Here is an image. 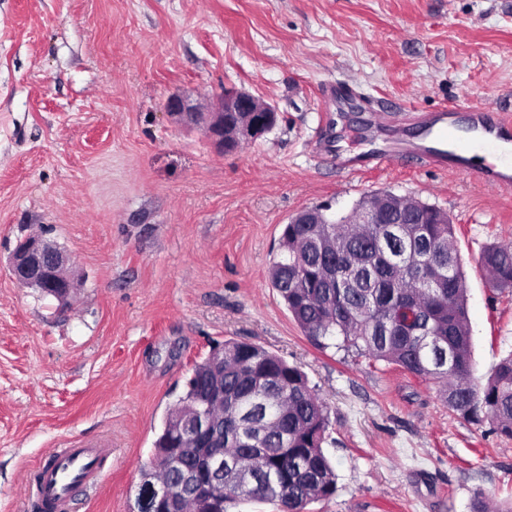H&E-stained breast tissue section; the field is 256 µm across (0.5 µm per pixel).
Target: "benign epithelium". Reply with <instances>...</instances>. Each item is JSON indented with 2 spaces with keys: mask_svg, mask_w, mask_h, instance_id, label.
I'll return each mask as SVG.
<instances>
[{
  "mask_svg": "<svg viewBox=\"0 0 512 512\" xmlns=\"http://www.w3.org/2000/svg\"><path fill=\"white\" fill-rule=\"evenodd\" d=\"M167 114L177 123L191 126L206 121V133L216 152H232L242 144L270 131L279 114L274 106L242 90H224L215 112L205 114L191 106L182 96H172L166 103ZM405 198L393 195L390 202H380L361 214L349 217L350 224H391L390 215L401 211ZM291 224H327V216L320 208L296 212ZM66 255L41 235L28 234L17 244L9 259L11 277L21 286L37 288L50 283L57 301L69 302L74 284L66 273ZM224 405V387L215 385L207 390L180 423L174 427V447L187 437L195 439L203 448L211 449L200 472L183 471L177 454L170 456L171 468L178 475L176 483L161 482L145 473L140 488V500L149 506V512H182L183 502L193 500L199 505L209 502L212 487L224 484V468L236 467V460L224 458V445L217 439L214 426L219 418L213 408Z\"/></svg>",
  "mask_w": 512,
  "mask_h": 512,
  "instance_id": "7a95c632",
  "label": "benign epithelium"
}]
</instances>
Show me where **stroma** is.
Wrapping results in <instances>:
<instances>
[{"label": "stroma", "mask_w": 512, "mask_h": 512, "mask_svg": "<svg viewBox=\"0 0 512 512\" xmlns=\"http://www.w3.org/2000/svg\"><path fill=\"white\" fill-rule=\"evenodd\" d=\"M356 83L384 135L404 107L467 97L512 111V0H0V512H28L49 449L112 438V477L76 512H139L142 473L197 361L244 339L296 364L329 408L331 498L308 512H471L512 498V439L459 418L432 382L303 335L269 273L291 215H347L381 190L455 226L474 377L512 354V290L480 255L512 241V198L455 171L350 174L372 112L326 108ZM275 105L277 125L233 154L165 103L214 108L223 89ZM40 233L70 258L68 306L20 286L7 260Z\"/></svg>", "instance_id": "1"}]
</instances>
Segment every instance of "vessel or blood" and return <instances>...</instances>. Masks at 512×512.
I'll list each match as a JSON object with an SVG mask.
<instances>
[{"instance_id": "b4317fda", "label": "vessel or blood", "mask_w": 512, "mask_h": 512, "mask_svg": "<svg viewBox=\"0 0 512 512\" xmlns=\"http://www.w3.org/2000/svg\"><path fill=\"white\" fill-rule=\"evenodd\" d=\"M410 118L421 128L419 137L386 139L358 153L333 151L337 165L357 174L406 158L421 159L441 170L453 160L473 182L498 192L512 191V175L497 171L491 163H467L473 149L496 154L504 144L512 143L511 113L465 98L437 112L412 109ZM111 474V438L79 439L54 449L51 462L27 474L24 496L35 512H74L77 493L97 489Z\"/></svg>"}]
</instances>
